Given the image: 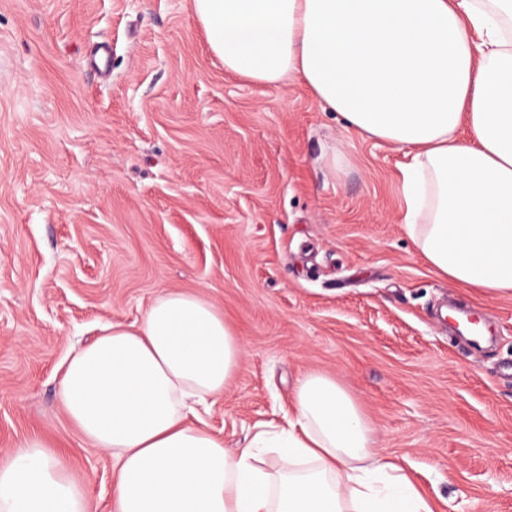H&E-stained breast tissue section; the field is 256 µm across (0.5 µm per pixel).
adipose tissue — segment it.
I'll return each instance as SVG.
<instances>
[{"label": "adipose tissue", "mask_w": 512, "mask_h": 512, "mask_svg": "<svg viewBox=\"0 0 512 512\" xmlns=\"http://www.w3.org/2000/svg\"><path fill=\"white\" fill-rule=\"evenodd\" d=\"M225 70L295 80L405 149L404 226L450 284L512 296V0H192ZM242 346L201 295L169 291L71 356L69 419L112 454L114 512H435L335 377L295 381L285 426L229 449L192 420ZM278 449L279 469L256 466ZM39 438L0 458V512H89Z\"/></svg>", "instance_id": "ef3b65f1"}]
</instances>
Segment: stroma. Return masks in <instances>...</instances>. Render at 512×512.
Wrapping results in <instances>:
<instances>
[{"label": "stroma", "mask_w": 512, "mask_h": 512, "mask_svg": "<svg viewBox=\"0 0 512 512\" xmlns=\"http://www.w3.org/2000/svg\"><path fill=\"white\" fill-rule=\"evenodd\" d=\"M108 44L112 71L90 50ZM402 151L210 52L192 0H0V455L44 440L92 512L112 456L58 386L73 348L195 292L243 343L202 425L241 446L336 379L437 512H512V297L449 285L403 225ZM483 313L475 347L440 318Z\"/></svg>", "instance_id": "obj_1"}]
</instances>
